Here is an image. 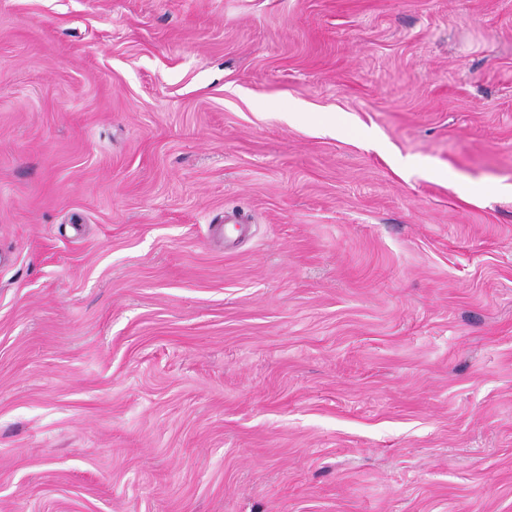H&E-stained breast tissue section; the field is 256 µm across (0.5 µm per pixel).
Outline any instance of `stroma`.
Here are the masks:
<instances>
[{"label": "stroma", "mask_w": 512, "mask_h": 512, "mask_svg": "<svg viewBox=\"0 0 512 512\" xmlns=\"http://www.w3.org/2000/svg\"><path fill=\"white\" fill-rule=\"evenodd\" d=\"M0 512H512V0H0Z\"/></svg>", "instance_id": "obj_1"}]
</instances>
